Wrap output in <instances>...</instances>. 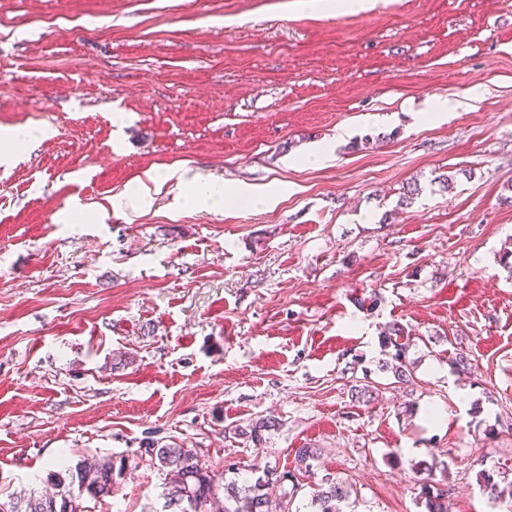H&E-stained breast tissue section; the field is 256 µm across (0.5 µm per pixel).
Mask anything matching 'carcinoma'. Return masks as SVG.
<instances>
[{
  "mask_svg": "<svg viewBox=\"0 0 512 512\" xmlns=\"http://www.w3.org/2000/svg\"><path fill=\"white\" fill-rule=\"evenodd\" d=\"M381 343L384 350H393L391 361L383 362L381 370L391 372L397 383L412 381L416 365L408 359L410 342L404 336V329L397 323L390 325ZM278 426L276 418L264 417L245 426L226 428L224 434L244 438L259 448L266 441L264 434ZM145 447L154 450V456L149 458L151 464L165 472V496L174 512H270L275 499L280 501L281 512H300V508L293 507L300 491L299 484L295 483L296 472L313 473L314 463L321 455L320 449L314 447L295 449L294 470L281 473L292 481L291 490L286 491L278 480L268 479V475L276 474L275 467L265 469L264 475L254 483L240 487L234 480L218 479L191 448L176 443L161 445L154 441L147 442ZM433 467L434 464L428 462L418 464L419 471L426 474L421 479V497L425 499L427 512H448L447 494L433 485ZM124 471L125 465L115 466L110 456L81 460L72 467L47 474L46 482L53 492L0 501V512H91L89 503L112 496L116 481ZM480 479L489 500L495 502L504 494L505 489L494 480L493 474L483 470ZM349 495L346 481L325 475L311 493L306 507L310 512H336V503L346 500Z\"/></svg>",
  "mask_w": 512,
  "mask_h": 512,
  "instance_id": "cac0c4a2",
  "label": "carcinoma"
}]
</instances>
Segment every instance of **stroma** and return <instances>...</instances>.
<instances>
[{
  "label": "stroma",
  "mask_w": 512,
  "mask_h": 512,
  "mask_svg": "<svg viewBox=\"0 0 512 512\" xmlns=\"http://www.w3.org/2000/svg\"><path fill=\"white\" fill-rule=\"evenodd\" d=\"M17 128L42 135L0 162V499L108 455L95 512H165L154 440L242 483L319 448L342 512H425L434 456L451 512H512L479 475L512 481V0H0ZM148 169L228 198L141 207ZM392 323L414 383L379 368ZM270 415L262 447L224 435ZM182 178L183 174H179L178 179L182 182L181 196L185 203L210 209L219 208L224 203V187L207 180H199V176L187 182ZM188 185L192 186V192L185 195L184 188Z\"/></svg>",
  "instance_id": "obj_1"
}]
</instances>
